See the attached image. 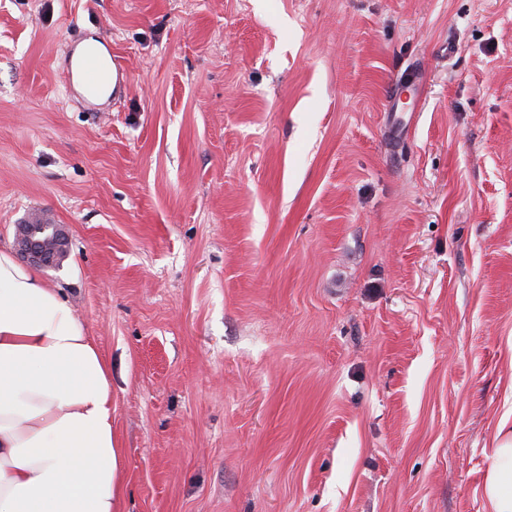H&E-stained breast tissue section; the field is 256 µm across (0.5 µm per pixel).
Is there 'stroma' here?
Returning <instances> with one entry per match:
<instances>
[{"label": "stroma", "instance_id": "stroma-1", "mask_svg": "<svg viewBox=\"0 0 512 512\" xmlns=\"http://www.w3.org/2000/svg\"><path fill=\"white\" fill-rule=\"evenodd\" d=\"M129 75L64 86L73 34ZM111 370L118 512H485L512 403V0H0V247ZM36 212H32L33 215ZM30 218L27 222H30ZM27 222L16 225L18 255L34 266L55 267L59 258L67 252V237L63 226L61 224H41V219L38 216H35L34 223L28 224Z\"/></svg>", "mask_w": 512, "mask_h": 512}]
</instances>
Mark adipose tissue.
<instances>
[{
	"label": "adipose tissue",
	"mask_w": 512,
	"mask_h": 512,
	"mask_svg": "<svg viewBox=\"0 0 512 512\" xmlns=\"http://www.w3.org/2000/svg\"><path fill=\"white\" fill-rule=\"evenodd\" d=\"M487 512H512V408L489 454ZM110 370L56 290L0 247V512H116Z\"/></svg>",
	"instance_id": "1"
}]
</instances>
